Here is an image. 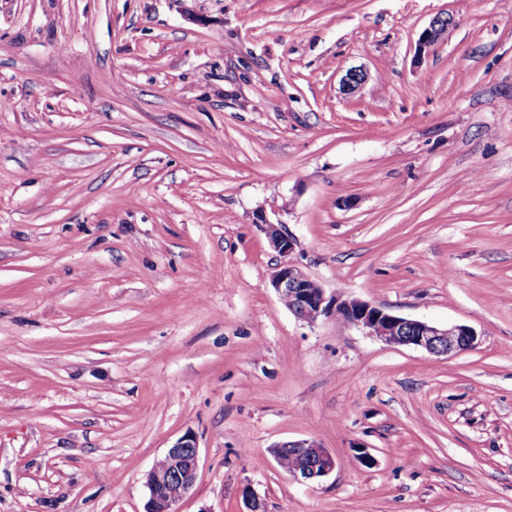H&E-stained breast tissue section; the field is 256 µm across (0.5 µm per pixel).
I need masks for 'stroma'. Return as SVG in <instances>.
Segmentation results:
<instances>
[{
	"label": "stroma",
	"instance_id": "35a3bbf8",
	"mask_svg": "<svg viewBox=\"0 0 512 512\" xmlns=\"http://www.w3.org/2000/svg\"><path fill=\"white\" fill-rule=\"evenodd\" d=\"M1 185L0 512H144L188 432L177 512H512V0H0ZM261 213L476 346L298 321ZM199 467V447L185 434L145 475L147 501L144 512H175L174 506L194 490ZM289 452L297 458L290 455H284ZM274 460L280 465L282 456L285 467H290L284 472L288 479L295 483L309 484L314 483L328 476L336 467V460L328 449L323 448L315 440L301 439L288 441L274 445L271 450Z\"/></svg>",
	"mask_w": 512,
	"mask_h": 512
}]
</instances>
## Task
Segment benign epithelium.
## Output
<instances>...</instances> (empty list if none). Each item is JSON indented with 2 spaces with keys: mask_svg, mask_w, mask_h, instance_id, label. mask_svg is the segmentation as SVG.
<instances>
[{
  "mask_svg": "<svg viewBox=\"0 0 512 512\" xmlns=\"http://www.w3.org/2000/svg\"><path fill=\"white\" fill-rule=\"evenodd\" d=\"M451 21L438 18L423 31L420 47L438 43ZM365 81L359 69H350L341 80L342 91L355 93ZM258 227L270 246L283 258L271 278V285L280 301L288 302V311L299 321L313 324L321 317L340 314L349 326L390 346H408L429 354L442 356L474 348L477 334L473 328L453 324L440 327L424 320L410 319L390 313L384 308L358 299L326 295L325 289L300 266L289 259L294 250L293 236L283 230L284 224L258 217ZM297 458L285 470L295 483H314L328 476L336 460L328 449L314 440L301 439L277 444L271 448L276 462L284 453ZM199 467V447L191 434H185L168 448L164 457L145 475L147 501L144 512H175L174 506L188 498L194 490Z\"/></svg>",
  "mask_w": 512,
  "mask_h": 512,
  "instance_id": "7a95c632",
  "label": "benign epithelium"
}]
</instances>
